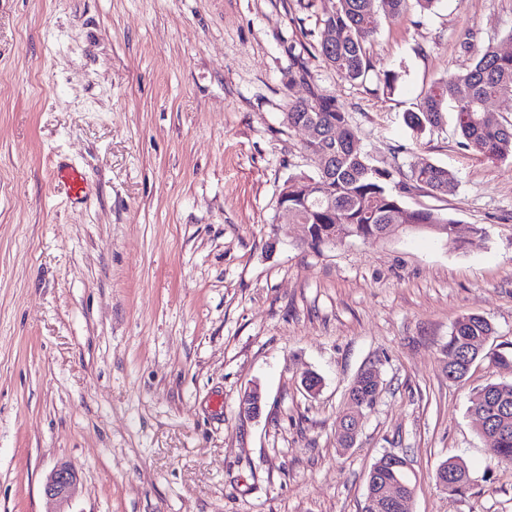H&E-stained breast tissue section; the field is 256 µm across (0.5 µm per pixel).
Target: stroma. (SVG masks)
<instances>
[{"instance_id":"stroma-1","label":"stroma","mask_w":512,"mask_h":512,"mask_svg":"<svg viewBox=\"0 0 512 512\" xmlns=\"http://www.w3.org/2000/svg\"><path fill=\"white\" fill-rule=\"evenodd\" d=\"M333 0H0V512H364L368 473L405 456L411 512H512V466L469 413L512 370L444 368L457 318L512 352V166L464 149L453 118L406 125L425 89L479 47L512 52V0H434L381 18L366 83L329 68ZM392 71L394 90L377 74ZM335 97L363 151L424 158L457 191L409 186L459 236L395 232L312 246L279 220L289 177L315 175L291 102ZM85 172L76 200L56 168ZM381 391L353 447L336 418L360 370ZM322 379L317 396L304 372ZM264 398L241 412L246 388ZM463 460L450 496L438 465ZM447 469L448 475L445 477V479L440 484L437 480L439 487L446 489L448 487V495L463 494L470 484V474L468 467L463 461L459 459L449 458L438 466V477L440 478L443 470ZM78 484V475L68 464L60 462L50 470L43 490L47 498L57 502L61 507L55 512H71L64 510V506L68 505L75 496Z\"/></svg>"}]
</instances>
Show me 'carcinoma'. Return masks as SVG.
I'll use <instances>...</instances> for the list:
<instances>
[{
  "label": "carcinoma",
  "instance_id": "carcinoma-1",
  "mask_svg": "<svg viewBox=\"0 0 512 512\" xmlns=\"http://www.w3.org/2000/svg\"><path fill=\"white\" fill-rule=\"evenodd\" d=\"M434 0H336V9L320 20L321 33L336 34V44L319 42L324 62L352 81H364L368 73V44L376 33L380 18H396L414 4L425 10ZM491 98L512 100V53H502L487 45L476 53L475 62L466 71L451 73L434 82L423 94L418 110L409 112L406 123L419 132L442 126L445 105L452 103L455 124L463 138V146L502 162L512 161V120L489 116L485 110ZM285 119L294 126L302 120L315 126L320 140L304 145V150L317 164V175L297 174L288 179V205L298 224L314 228L312 241L321 243L333 231L345 237L378 240L384 226L394 219H405L425 231L427 226L442 227L439 235L450 247L466 243L479 246L487 238L484 227L474 225L470 237L462 241L455 234L456 221L434 209H409L402 205L396 188L395 169L375 163L358 144L348 125L346 112L333 98L317 94L312 100L291 103ZM344 127V139H329L332 125ZM410 180L436 196L456 192L453 171L433 162L411 165ZM493 335L486 318L463 314L454 324L446 354L465 361L474 358L476 349L485 346ZM378 396L376 384L369 380L354 383L346 398V408L336 420V445L345 447L344 430L361 420L363 408L370 407ZM468 412L479 433L490 440L491 453L502 463L512 465V383L489 382L470 398ZM448 471V494L461 495L470 484L466 464L450 458L438 466ZM399 479L407 481V471L386 468L378 470L377 482L369 489L365 512H380L375 505L378 483Z\"/></svg>",
  "mask_w": 512,
  "mask_h": 512
}]
</instances>
